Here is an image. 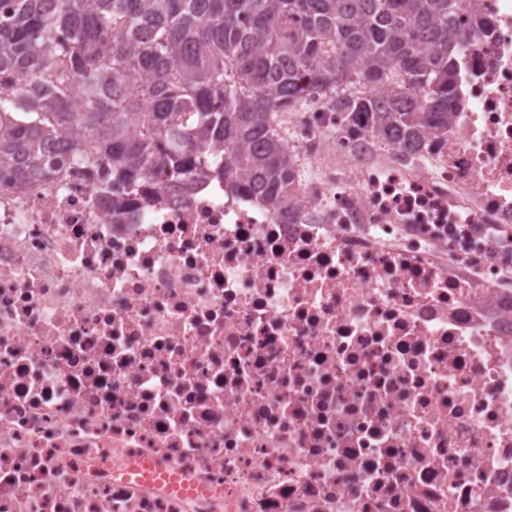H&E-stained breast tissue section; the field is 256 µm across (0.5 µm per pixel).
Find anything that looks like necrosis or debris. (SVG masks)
Wrapping results in <instances>:
<instances>
[{
	"instance_id": "obj_1",
	"label": "necrosis or debris",
	"mask_w": 512,
	"mask_h": 512,
	"mask_svg": "<svg viewBox=\"0 0 512 512\" xmlns=\"http://www.w3.org/2000/svg\"><path fill=\"white\" fill-rule=\"evenodd\" d=\"M400 163L320 95L286 214L0 182V512H512V0Z\"/></svg>"
}]
</instances>
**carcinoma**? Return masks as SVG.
<instances>
[{
    "instance_id": "1",
    "label": "carcinoma",
    "mask_w": 512,
    "mask_h": 512,
    "mask_svg": "<svg viewBox=\"0 0 512 512\" xmlns=\"http://www.w3.org/2000/svg\"><path fill=\"white\" fill-rule=\"evenodd\" d=\"M465 35L456 0H11L0 178L58 167L46 145L67 134L119 204L145 178L195 175L281 210L293 160L275 113L321 92L412 158L448 133ZM354 83L371 91L345 95Z\"/></svg>"
}]
</instances>
